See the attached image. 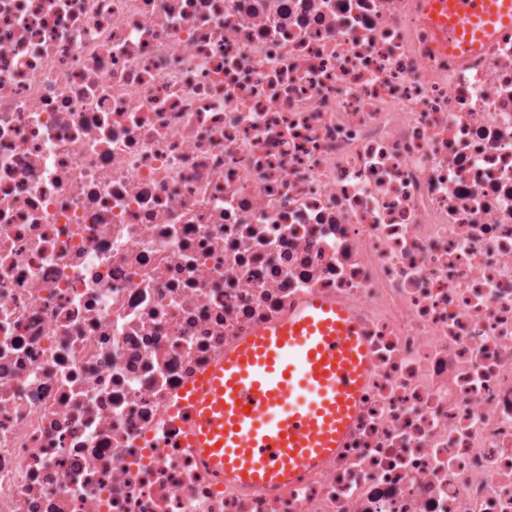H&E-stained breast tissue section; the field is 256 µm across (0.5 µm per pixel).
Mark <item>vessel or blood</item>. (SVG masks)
Instances as JSON below:
<instances>
[{
	"mask_svg": "<svg viewBox=\"0 0 512 512\" xmlns=\"http://www.w3.org/2000/svg\"><path fill=\"white\" fill-rule=\"evenodd\" d=\"M423 13L447 24L449 48L467 54L512 25V0H424ZM371 369L351 312L308 295L226 349L190 388L187 446L229 482L293 484L342 447Z\"/></svg>",
	"mask_w": 512,
	"mask_h": 512,
	"instance_id": "vessel-or-blood-1",
	"label": "vessel or blood"
}]
</instances>
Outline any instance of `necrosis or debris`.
Returning a JSON list of instances; mask_svg holds the SVG:
<instances>
[{"instance_id":"1","label":"necrosis or debris","mask_w":512,"mask_h":512,"mask_svg":"<svg viewBox=\"0 0 512 512\" xmlns=\"http://www.w3.org/2000/svg\"><path fill=\"white\" fill-rule=\"evenodd\" d=\"M372 372L275 493L181 391L309 294ZM0 512H512V28L416 0H0ZM448 14V47L468 54L480 50L494 35L496 27L512 25L511 0L423 1V15L443 24Z\"/></svg>"}]
</instances>
